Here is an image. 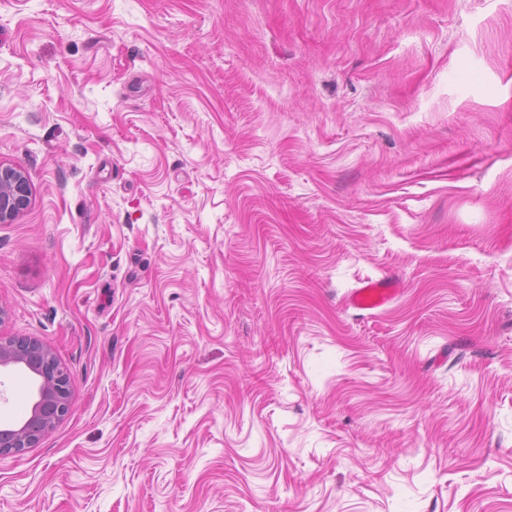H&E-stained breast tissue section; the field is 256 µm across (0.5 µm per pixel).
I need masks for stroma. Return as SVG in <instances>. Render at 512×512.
<instances>
[{"label":"stroma","instance_id":"obj_1","mask_svg":"<svg viewBox=\"0 0 512 512\" xmlns=\"http://www.w3.org/2000/svg\"><path fill=\"white\" fill-rule=\"evenodd\" d=\"M0 162V512H512V0H0ZM31 186L18 167L0 163V224H10L29 205ZM402 291V280L394 273H385L376 279L360 282L346 296L349 308L359 312H371L385 308L392 303ZM2 368L24 370L38 380L30 413L19 423L0 427V454H17L34 447L71 407V380L52 351L35 339L0 341Z\"/></svg>","mask_w":512,"mask_h":512}]
</instances>
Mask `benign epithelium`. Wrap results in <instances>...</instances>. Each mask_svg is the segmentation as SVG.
Listing matches in <instances>:
<instances>
[{"instance_id": "obj_1", "label": "benign epithelium", "mask_w": 512, "mask_h": 512, "mask_svg": "<svg viewBox=\"0 0 512 512\" xmlns=\"http://www.w3.org/2000/svg\"><path fill=\"white\" fill-rule=\"evenodd\" d=\"M31 186L18 167L0 163V224H10L29 205ZM24 370L38 380L30 413L19 423L0 427V454L34 447L71 407V380L52 351L35 339L0 341V369Z\"/></svg>"}]
</instances>
